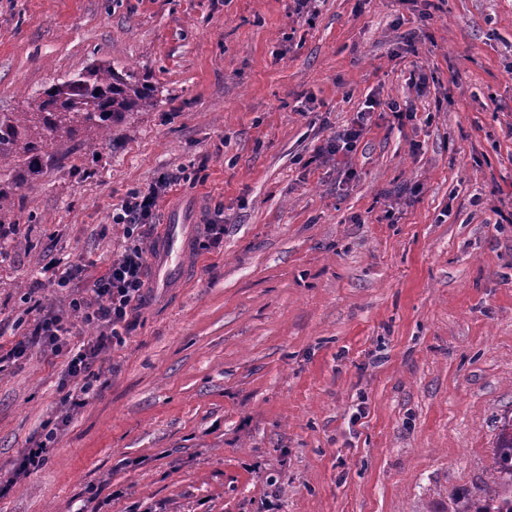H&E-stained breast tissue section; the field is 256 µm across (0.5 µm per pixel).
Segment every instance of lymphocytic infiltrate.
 Returning a JSON list of instances; mask_svg holds the SVG:
<instances>
[{"mask_svg": "<svg viewBox=\"0 0 512 512\" xmlns=\"http://www.w3.org/2000/svg\"><path fill=\"white\" fill-rule=\"evenodd\" d=\"M174 182V177L163 176L155 186L133 192L122 202L112 216L113 223L127 227V244L121 258L113 261L108 271L93 282L90 296L71 298L65 315H50L37 323L35 331L44 347L54 355L66 356L70 379L82 382L79 394L66 398L70 407L82 405L84 394L97 379L92 370L95 359L114 339L120 338L144 301L146 261L138 230L149 223L161 195ZM78 323L100 329L89 348L75 350L69 343Z\"/></svg>", "mask_w": 512, "mask_h": 512, "instance_id": "1", "label": "lymphocytic infiltrate"}]
</instances>
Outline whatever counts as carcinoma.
Instances as JSON below:
<instances>
[{"instance_id":"1","label":"carcinoma","mask_w":512,"mask_h":512,"mask_svg":"<svg viewBox=\"0 0 512 512\" xmlns=\"http://www.w3.org/2000/svg\"><path fill=\"white\" fill-rule=\"evenodd\" d=\"M156 87L132 73L94 64L57 81L26 100L22 112L0 113V224H12L13 201L4 185L18 188L25 177L66 154L52 150L82 133L85 144L102 147L130 112L153 105ZM459 512H512V417L501 420L490 482L477 500L461 502Z\"/></svg>"}]
</instances>
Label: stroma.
Instances as JSON below:
<instances>
[{
    "label": "stroma",
    "instance_id": "35a3bbf8",
    "mask_svg": "<svg viewBox=\"0 0 512 512\" xmlns=\"http://www.w3.org/2000/svg\"><path fill=\"white\" fill-rule=\"evenodd\" d=\"M312 10L0 0V112L98 63L157 88L0 228V474L59 427L0 512H456L487 483L512 415V0ZM372 97L413 115L375 110L352 153L315 159ZM164 174L152 222L193 225L186 269L147 285L65 410L34 324L120 258L113 210Z\"/></svg>",
    "mask_w": 512,
    "mask_h": 512
}]
</instances>
